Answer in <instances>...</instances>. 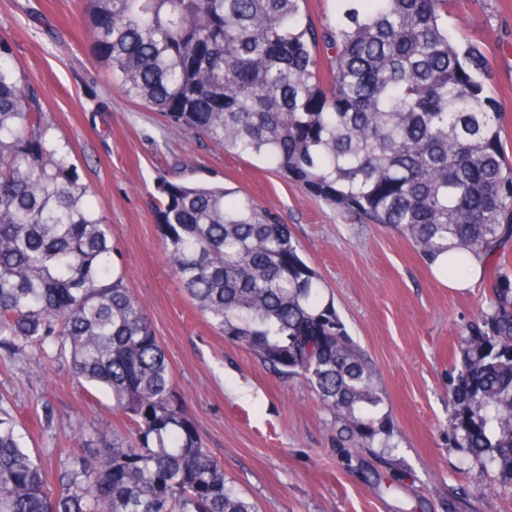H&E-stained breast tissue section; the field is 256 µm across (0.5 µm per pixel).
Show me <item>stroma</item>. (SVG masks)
Listing matches in <instances>:
<instances>
[{
    "label": "stroma",
    "mask_w": 512,
    "mask_h": 512,
    "mask_svg": "<svg viewBox=\"0 0 512 512\" xmlns=\"http://www.w3.org/2000/svg\"><path fill=\"white\" fill-rule=\"evenodd\" d=\"M445 21L454 40L475 44L489 60L487 89L512 158V0H448ZM0 39L40 91L56 137L72 147L190 418L240 495L259 512H448L460 497L466 512H512V492L500 487L497 471L461 465L448 445L453 350L486 307L493 259L484 281L448 287L399 234L335 209L260 159L172 135L98 61L81 0H0ZM162 177L224 183L289 224L385 393L391 460L339 446L332 415L303 378L270 371L196 310L166 263L152 211ZM0 394L52 480L77 445V429L114 423L107 396L72 380L60 363L0 360ZM47 404L55 410L49 424ZM374 471L381 487L369 482Z\"/></svg>",
    "instance_id": "35a3bbf8"
}]
</instances>
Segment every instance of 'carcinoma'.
Returning a JSON list of instances; mask_svg holds the SVG:
<instances>
[{
  "mask_svg": "<svg viewBox=\"0 0 512 512\" xmlns=\"http://www.w3.org/2000/svg\"><path fill=\"white\" fill-rule=\"evenodd\" d=\"M83 0L94 54L175 134L257 156L463 278L512 236V160L489 61L448 34V0ZM165 258L224 338L303 377L341 432L392 455L384 393L278 216L221 182L162 179ZM454 351L448 444L512 490V264ZM59 360L130 428L76 431L56 482L0 397V512H256L204 448L109 226L0 40V356ZM338 3L336 0H307L305 5L314 23L321 26L334 22Z\"/></svg>",
  "mask_w": 512,
  "mask_h": 512,
  "instance_id": "cac0c4a2",
  "label": "carcinoma"
}]
</instances>
